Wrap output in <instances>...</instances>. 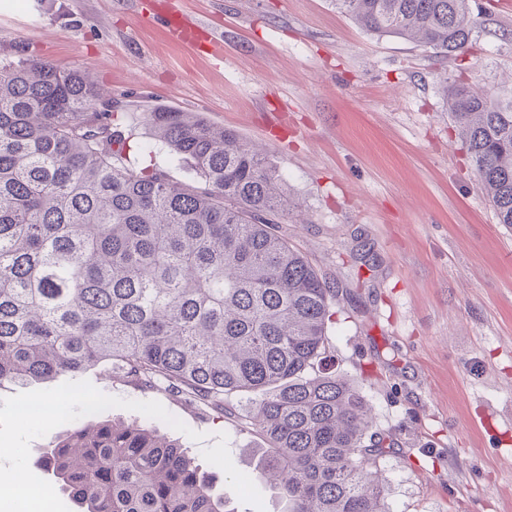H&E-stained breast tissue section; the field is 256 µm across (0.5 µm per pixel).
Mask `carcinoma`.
<instances>
[{
  "label": "carcinoma",
  "mask_w": 512,
  "mask_h": 512,
  "mask_svg": "<svg viewBox=\"0 0 512 512\" xmlns=\"http://www.w3.org/2000/svg\"><path fill=\"white\" fill-rule=\"evenodd\" d=\"M362 31L448 58L471 0H334ZM500 224L512 226V98L445 87ZM110 98L80 69L0 64V383L98 363L224 409L248 396L266 447L253 480L284 512H388L372 407L328 366L336 293L276 229L290 210L263 147L199 112L145 116L149 149L194 177L141 171ZM39 465L76 512H230L175 441L96 421L50 436Z\"/></svg>",
  "instance_id": "obj_1"
}]
</instances>
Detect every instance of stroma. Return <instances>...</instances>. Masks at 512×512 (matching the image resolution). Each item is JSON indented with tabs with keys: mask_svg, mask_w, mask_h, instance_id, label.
<instances>
[{
	"mask_svg": "<svg viewBox=\"0 0 512 512\" xmlns=\"http://www.w3.org/2000/svg\"><path fill=\"white\" fill-rule=\"evenodd\" d=\"M478 31L457 57L362 32L334 0H0V61L90 72L130 132L158 104L201 112L266 148L301 204L279 231L336 290L335 368L398 445L379 466L391 512H512V226L498 223L443 88L512 95V5L471 0ZM221 37L176 39L175 16ZM44 406L22 418V403ZM245 401L190 404L112 379L107 364L48 383L0 384V496L42 488L50 433L133 422L185 448L232 512H283L253 481Z\"/></svg>",
	"mask_w": 512,
	"mask_h": 512,
	"instance_id": "1",
	"label": "stroma"
}]
</instances>
